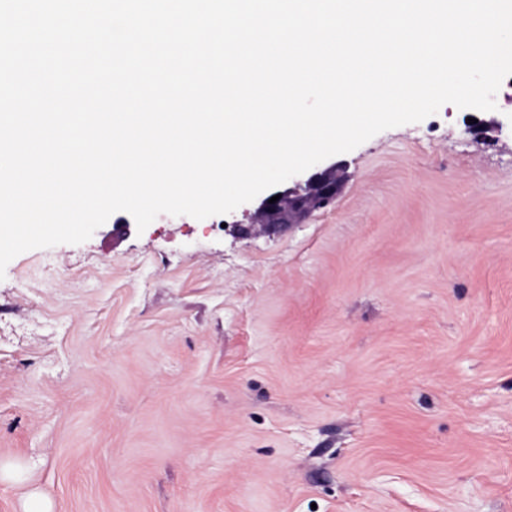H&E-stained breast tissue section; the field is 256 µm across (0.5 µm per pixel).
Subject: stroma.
<instances>
[{
    "label": "stroma",
    "mask_w": 512,
    "mask_h": 512,
    "mask_svg": "<svg viewBox=\"0 0 512 512\" xmlns=\"http://www.w3.org/2000/svg\"><path fill=\"white\" fill-rule=\"evenodd\" d=\"M341 154L334 204L15 257L0 512H512V81Z\"/></svg>",
    "instance_id": "35a3bbf8"
}]
</instances>
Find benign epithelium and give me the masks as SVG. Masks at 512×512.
Segmentation results:
<instances>
[{
	"instance_id": "7a95c632",
	"label": "benign epithelium",
	"mask_w": 512,
	"mask_h": 512,
	"mask_svg": "<svg viewBox=\"0 0 512 512\" xmlns=\"http://www.w3.org/2000/svg\"><path fill=\"white\" fill-rule=\"evenodd\" d=\"M346 178V165L340 162L316 164L251 201V223L232 224L230 228L244 236H279L313 212L332 204ZM275 195L279 200L269 203Z\"/></svg>"
}]
</instances>
